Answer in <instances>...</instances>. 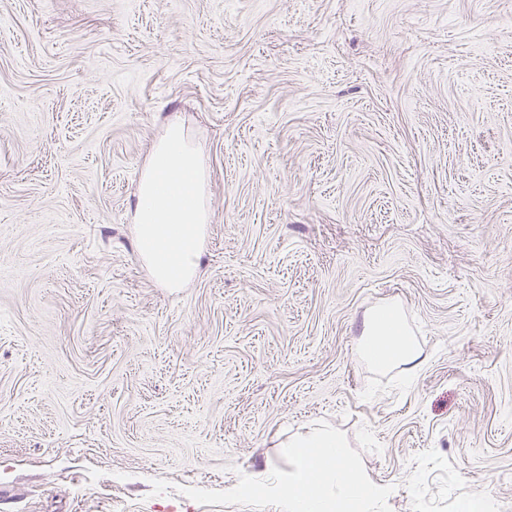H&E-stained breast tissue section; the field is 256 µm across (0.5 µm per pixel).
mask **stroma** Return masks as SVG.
Here are the masks:
<instances>
[{"label":"stroma","instance_id":"obj_1","mask_svg":"<svg viewBox=\"0 0 512 512\" xmlns=\"http://www.w3.org/2000/svg\"><path fill=\"white\" fill-rule=\"evenodd\" d=\"M512 0H0V512H285L336 430L370 512H512ZM183 122L199 271L133 211ZM396 305L410 379L361 354Z\"/></svg>","mask_w":512,"mask_h":512}]
</instances>
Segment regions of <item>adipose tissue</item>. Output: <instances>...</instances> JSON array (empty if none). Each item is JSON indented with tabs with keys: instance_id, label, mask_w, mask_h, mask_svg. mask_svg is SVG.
Wrapping results in <instances>:
<instances>
[{
	"instance_id": "adipose-tissue-1",
	"label": "adipose tissue",
	"mask_w": 512,
	"mask_h": 512,
	"mask_svg": "<svg viewBox=\"0 0 512 512\" xmlns=\"http://www.w3.org/2000/svg\"><path fill=\"white\" fill-rule=\"evenodd\" d=\"M206 172L182 128L169 126L155 144L139 184L133 213L137 250L153 278L171 288L193 279L211 220L205 202ZM361 351L375 367L416 365L417 345L399 309L377 308L365 321ZM293 469L279 485L287 512H336L366 503L378 489L345 455L336 431L320 423L284 443Z\"/></svg>"
}]
</instances>
